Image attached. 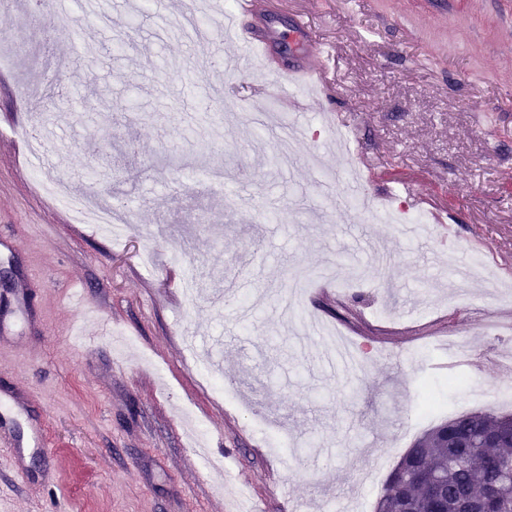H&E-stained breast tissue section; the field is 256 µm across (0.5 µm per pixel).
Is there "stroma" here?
Instances as JSON below:
<instances>
[{
    "label": "stroma",
    "instance_id": "1",
    "mask_svg": "<svg viewBox=\"0 0 512 512\" xmlns=\"http://www.w3.org/2000/svg\"><path fill=\"white\" fill-rule=\"evenodd\" d=\"M172 0H103L105 18L54 0H0V316L26 304L23 334L0 337V391L28 413L8 424L26 450L0 458L13 512H308L353 503L375 512L406 448L458 414L512 412V0H267L252 25L287 34L304 21L327 93L303 100L298 153L332 126L352 131L326 198L313 173L269 164L278 140L246 109L276 89L241 63L223 27L198 46L159 41ZM135 33L139 51L110 54ZM236 58L212 71L220 120L184 95L198 53ZM59 66L46 80L42 62ZM165 60L157 69V60ZM81 89L77 109L59 103ZM196 127V141L181 126ZM48 136L46 178L91 204L131 210L125 236L68 222L43 190L29 145ZM209 149L199 153L197 142ZM368 160L372 208H343L345 173ZM103 178L84 182L88 163ZM223 167L243 196L198 185ZM416 187L418 198L402 191ZM381 208L423 215L437 229L410 242L379 223ZM481 252L491 277L451 281L449 254ZM336 263L307 307L359 343L360 368L323 369L318 337L296 332L276 298L297 267ZM248 271L247 303L225 296ZM193 275L195 294L181 282ZM197 339L196 347L183 343ZM481 362L444 369L447 342ZM223 380L216 390L211 378ZM428 392L442 409L421 413ZM25 469L20 479L17 469Z\"/></svg>",
    "mask_w": 512,
    "mask_h": 512
}]
</instances>
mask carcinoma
Returning <instances> with one entry per match:
<instances>
[{"instance_id": "cac0c4a2", "label": "carcinoma", "mask_w": 512, "mask_h": 512, "mask_svg": "<svg viewBox=\"0 0 512 512\" xmlns=\"http://www.w3.org/2000/svg\"><path fill=\"white\" fill-rule=\"evenodd\" d=\"M445 474L446 512L468 501L484 512H512V414L459 415L417 438L386 480L375 512H429L424 476Z\"/></svg>"}]
</instances>
